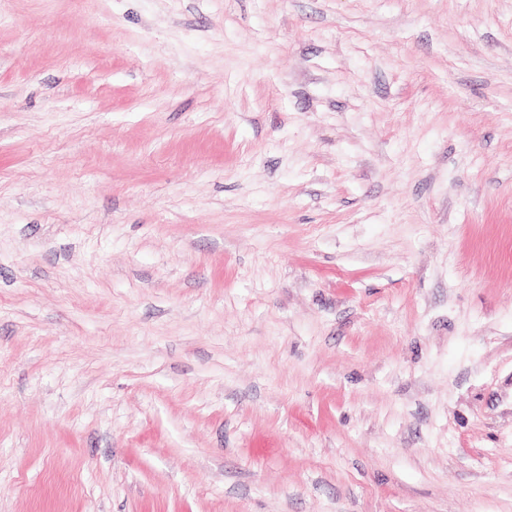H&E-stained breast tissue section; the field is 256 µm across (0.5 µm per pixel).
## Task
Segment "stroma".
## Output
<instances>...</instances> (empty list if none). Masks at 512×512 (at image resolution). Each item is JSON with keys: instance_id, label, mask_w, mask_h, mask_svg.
Returning <instances> with one entry per match:
<instances>
[{"instance_id": "stroma-1", "label": "stroma", "mask_w": 512, "mask_h": 512, "mask_svg": "<svg viewBox=\"0 0 512 512\" xmlns=\"http://www.w3.org/2000/svg\"><path fill=\"white\" fill-rule=\"evenodd\" d=\"M0 512H512V0H0Z\"/></svg>"}]
</instances>
